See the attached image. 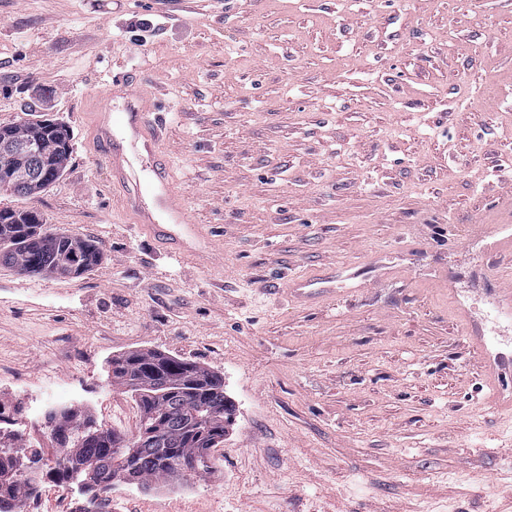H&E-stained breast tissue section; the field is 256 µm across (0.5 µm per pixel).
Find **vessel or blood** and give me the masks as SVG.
Here are the masks:
<instances>
[{
    "label": "vessel or blood",
    "instance_id": "1",
    "mask_svg": "<svg viewBox=\"0 0 512 512\" xmlns=\"http://www.w3.org/2000/svg\"><path fill=\"white\" fill-rule=\"evenodd\" d=\"M122 100L121 111L112 103ZM151 98L136 77L113 79L105 102L92 113L90 146L102 158L121 190L118 203L128 223L151 234L170 253L183 255L184 236H200L201 225L191 223L172 180V163L161 148V135L151 112ZM468 342L481 349L488 370L490 405L512 411V355L489 348L484 337Z\"/></svg>",
    "mask_w": 512,
    "mask_h": 512
}]
</instances>
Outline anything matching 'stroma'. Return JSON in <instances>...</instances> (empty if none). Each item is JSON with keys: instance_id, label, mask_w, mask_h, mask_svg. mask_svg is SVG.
Instances as JSON below:
<instances>
[{"instance_id": "obj_1", "label": "stroma", "mask_w": 512, "mask_h": 512, "mask_svg": "<svg viewBox=\"0 0 512 512\" xmlns=\"http://www.w3.org/2000/svg\"><path fill=\"white\" fill-rule=\"evenodd\" d=\"M141 77L212 253L121 223L86 114ZM63 121L72 152L0 209L94 241L80 277L0 265V403L61 385L135 435L112 360L161 351L224 376L211 472L112 512H512V416L479 400L465 338L512 349L494 233L512 231V0H0V123ZM304 272L327 292L289 295Z\"/></svg>"}]
</instances>
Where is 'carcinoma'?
<instances>
[{
  "instance_id": "cac0c4a2",
  "label": "carcinoma",
  "mask_w": 512,
  "mask_h": 512,
  "mask_svg": "<svg viewBox=\"0 0 512 512\" xmlns=\"http://www.w3.org/2000/svg\"><path fill=\"white\" fill-rule=\"evenodd\" d=\"M22 131L45 139L47 159L36 160L37 179L17 184L10 192L30 198L46 190L63 174L70 151H57L54 131L40 121H25ZM29 209H0V264L28 275L80 276L101 260L92 242L66 231L51 232L44 220L30 222ZM112 383L136 398L141 418L138 434L149 431L158 417L161 431L135 447L128 458L115 456L112 447L95 436L100 429L88 414L74 408H52L46 413L58 446L57 472L80 488L93 503L112 491L115 476L126 473L129 485L145 487L176 476H197L212 469L211 450L224 441V419L229 404L224 376L218 372L158 351L141 352L112 361ZM198 456L205 463L185 473L182 463ZM15 473L0 482V512H18L37 487Z\"/></svg>"
}]
</instances>
